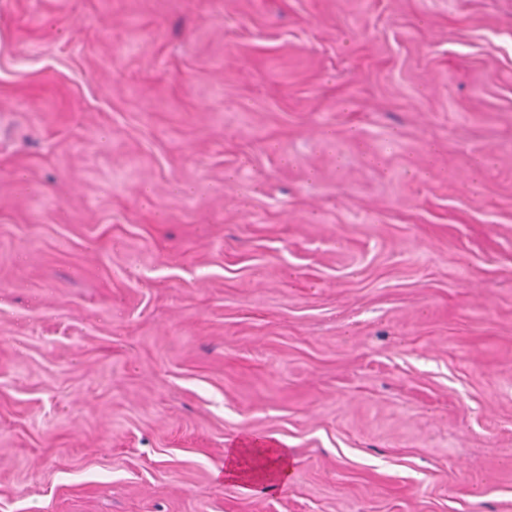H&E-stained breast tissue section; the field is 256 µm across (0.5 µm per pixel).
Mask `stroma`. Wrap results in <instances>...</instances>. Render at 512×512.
<instances>
[{
	"mask_svg": "<svg viewBox=\"0 0 512 512\" xmlns=\"http://www.w3.org/2000/svg\"><path fill=\"white\" fill-rule=\"evenodd\" d=\"M0 512H512V0H0ZM289 472L287 448H276L247 437L234 448L225 449L224 479L249 480L273 491L283 485Z\"/></svg>",
	"mask_w": 512,
	"mask_h": 512,
	"instance_id": "35a3bbf8",
	"label": "stroma"
}]
</instances>
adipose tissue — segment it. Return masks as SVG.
I'll return each mask as SVG.
<instances>
[{
    "label": "adipose tissue",
    "mask_w": 512,
    "mask_h": 512,
    "mask_svg": "<svg viewBox=\"0 0 512 512\" xmlns=\"http://www.w3.org/2000/svg\"><path fill=\"white\" fill-rule=\"evenodd\" d=\"M289 471L287 449L248 437L224 453V477L228 480H249L273 491L283 485Z\"/></svg>",
    "instance_id": "adipose-tissue-1"
}]
</instances>
